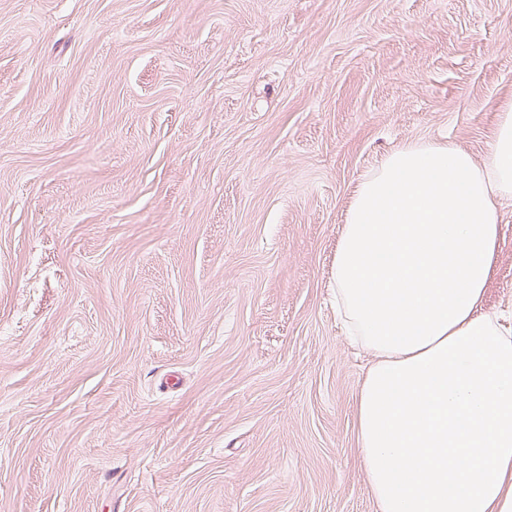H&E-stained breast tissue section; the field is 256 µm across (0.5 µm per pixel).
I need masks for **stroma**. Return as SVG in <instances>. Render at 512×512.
Segmentation results:
<instances>
[{
  "instance_id": "stroma-1",
  "label": "stroma",
  "mask_w": 512,
  "mask_h": 512,
  "mask_svg": "<svg viewBox=\"0 0 512 512\" xmlns=\"http://www.w3.org/2000/svg\"><path fill=\"white\" fill-rule=\"evenodd\" d=\"M508 99L512 0H0V512H378L345 215Z\"/></svg>"
}]
</instances>
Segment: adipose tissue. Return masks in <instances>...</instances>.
<instances>
[{
    "instance_id": "obj_1",
    "label": "adipose tissue",
    "mask_w": 512,
    "mask_h": 512,
    "mask_svg": "<svg viewBox=\"0 0 512 512\" xmlns=\"http://www.w3.org/2000/svg\"><path fill=\"white\" fill-rule=\"evenodd\" d=\"M510 200L512 101L486 162L411 141L354 193L332 276L371 359L356 418L379 512H512V332L481 310Z\"/></svg>"
}]
</instances>
